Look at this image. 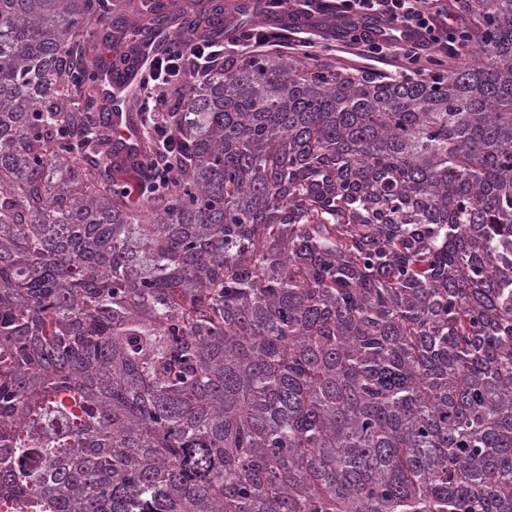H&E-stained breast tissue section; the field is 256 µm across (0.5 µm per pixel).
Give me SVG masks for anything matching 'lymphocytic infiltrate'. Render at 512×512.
Wrapping results in <instances>:
<instances>
[{
  "instance_id": "1",
  "label": "lymphocytic infiltrate",
  "mask_w": 512,
  "mask_h": 512,
  "mask_svg": "<svg viewBox=\"0 0 512 512\" xmlns=\"http://www.w3.org/2000/svg\"><path fill=\"white\" fill-rule=\"evenodd\" d=\"M269 22L236 26L224 42L186 43L156 58L143 79L140 110L144 136L153 138L147 167L159 166L175 142L158 104L159 85L205 80L225 55L312 48L323 40L355 56L387 61L402 76L430 77L450 59L465 56L470 34L448 0H275Z\"/></svg>"
}]
</instances>
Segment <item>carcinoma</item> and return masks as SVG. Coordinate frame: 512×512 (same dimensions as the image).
Wrapping results in <instances>:
<instances>
[{
  "mask_svg": "<svg viewBox=\"0 0 512 512\" xmlns=\"http://www.w3.org/2000/svg\"><path fill=\"white\" fill-rule=\"evenodd\" d=\"M434 80L257 54L164 93L118 37L220 4L0 0V512H512V0Z\"/></svg>",
  "mask_w": 512,
  "mask_h": 512,
  "instance_id": "cac0c4a2",
  "label": "carcinoma"
}]
</instances>
